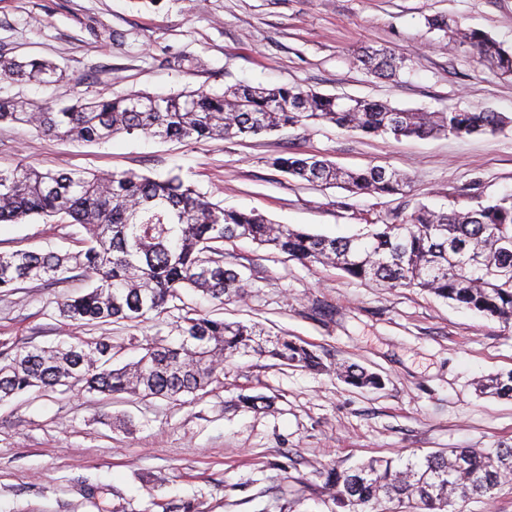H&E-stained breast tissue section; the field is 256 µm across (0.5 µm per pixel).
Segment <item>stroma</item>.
<instances>
[{"instance_id": "35a3bbf8", "label": "stroma", "mask_w": 512, "mask_h": 512, "mask_svg": "<svg viewBox=\"0 0 512 512\" xmlns=\"http://www.w3.org/2000/svg\"><path fill=\"white\" fill-rule=\"evenodd\" d=\"M482 31L512 51V0H0V56L47 59L62 81L44 88L0 76V100L175 94L184 88L288 85L403 109L489 108L512 117V75L443 46L428 18ZM365 47L402 55L378 79L354 59ZM181 58L200 66L178 68ZM297 154L347 169L405 172V194L308 185L272 166ZM70 172H180L224 208L330 237L407 216L419 204L471 209L512 192V126L487 135L365 136L332 124L247 138L163 142L141 134L103 145L40 138L0 123V167L20 159ZM80 228L39 217L0 224V251H75ZM224 259L248 283L219 309L309 344L320 372L242 357L192 401L31 390L0 402V512H329L313 471L373 458L512 443V400L478 393L512 370V321L417 289L380 288L305 265L246 240ZM84 277L33 280L0 294V345L50 347L76 335L57 305ZM357 364L382 388L336 376ZM271 397L270 410L238 403ZM102 487L104 499L85 495Z\"/></svg>"}]
</instances>
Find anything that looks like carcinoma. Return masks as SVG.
<instances>
[{"label":"carcinoma","instance_id":"carcinoma-1","mask_svg":"<svg viewBox=\"0 0 512 512\" xmlns=\"http://www.w3.org/2000/svg\"><path fill=\"white\" fill-rule=\"evenodd\" d=\"M453 35L492 68L512 74V52L484 33L456 30ZM357 61L384 78L397 76L404 66L403 58L384 48L368 47ZM0 75L42 86L63 79L55 64L36 58L0 60ZM3 121L42 137L105 144L124 133L161 140L226 139L309 123L397 139L463 136L496 133L512 117L489 109L424 112L287 85L235 84L221 93L185 89L170 95L77 97L65 105L0 101ZM273 166L309 185H342L353 194L397 195L408 184L395 169L344 170L317 155L280 157ZM32 216L70 218L83 228L81 250L73 255L0 252V292L28 280H67L77 271L89 289L60 302L58 311L87 331L121 322L158 326L186 290L220 305L242 298L247 281L224 267V243L237 239L303 264L334 266L364 283L419 288L486 316L512 320V193L469 210L435 211L420 204L399 222L385 219L352 236L327 237L278 224L256 211L225 209L178 173H63L25 159L0 167V223ZM176 328L177 345L146 335L137 341L140 358L121 368L112 367L116 345L110 336H74L56 347L1 351L0 401L34 387L54 392L62 386L178 401L218 381L237 356L324 368L322 358L296 339H263L254 325L228 323L197 309L186 311ZM336 375L355 387L382 385L378 374L356 364L337 369ZM479 391L512 398V371L483 380ZM315 476L333 504L331 512H464L467 501L489 499L498 486L512 481V445L375 459L346 469L327 464Z\"/></svg>","mask_w":512,"mask_h":512}]
</instances>
